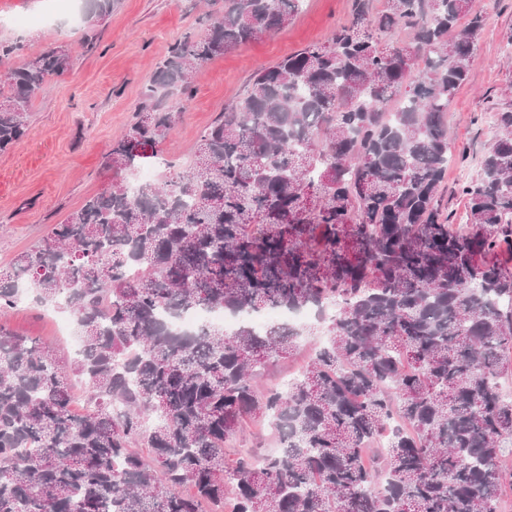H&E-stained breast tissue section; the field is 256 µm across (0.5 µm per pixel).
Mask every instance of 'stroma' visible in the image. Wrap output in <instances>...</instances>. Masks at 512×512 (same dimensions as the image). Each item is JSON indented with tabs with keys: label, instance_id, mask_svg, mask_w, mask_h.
Wrapping results in <instances>:
<instances>
[{
	"label": "stroma",
	"instance_id": "35a3bbf8",
	"mask_svg": "<svg viewBox=\"0 0 512 512\" xmlns=\"http://www.w3.org/2000/svg\"><path fill=\"white\" fill-rule=\"evenodd\" d=\"M474 5L486 20L468 81L448 112L452 156L444 186L448 209L460 224L466 221L467 201L458 189L480 171L497 134L495 113L512 109V0H475ZM350 11L351 0H301L298 13L280 30L202 66L178 124L148 162L156 177L192 158L202 133L256 72L309 44L325 42ZM34 13L44 15L43 25L19 33L5 25L9 17ZM199 14L196 0H119L99 28L96 48L88 50L82 46L87 23L80 0H71L65 11L54 0H0V40L21 38L32 53L64 42L75 57L72 71L48 83L35 101L26 136L0 153V265L111 182L103 157L130 125L157 65L182 33L196 28ZM0 322L67 359L75 357L70 340L57 335L49 312L35 305H18L0 315ZM320 342L317 336L299 337L295 355L263 372L262 385L301 372Z\"/></svg>",
	"mask_w": 512,
	"mask_h": 512
}]
</instances>
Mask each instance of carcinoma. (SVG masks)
I'll list each match as a JSON object with an SVG mask.
<instances>
[{
	"label": "carcinoma",
	"instance_id": "cac0c4a2",
	"mask_svg": "<svg viewBox=\"0 0 512 512\" xmlns=\"http://www.w3.org/2000/svg\"><path fill=\"white\" fill-rule=\"evenodd\" d=\"M118 0H86L84 48ZM350 19L257 72L194 161L130 183L192 71L274 33L300 0H224L157 66L102 165L112 182L0 267V314L66 302L81 344L0 324V512H500L512 491V110L452 223L448 110L484 23L473 0H351ZM466 23H460L461 19ZM0 42V153L27 133L57 43ZM137 269L135 277L129 276ZM338 305L284 389L258 388L299 331L173 333L167 314ZM82 403V412L75 406ZM280 449L227 443L250 420Z\"/></svg>",
	"mask_w": 512,
	"mask_h": 512
}]
</instances>
